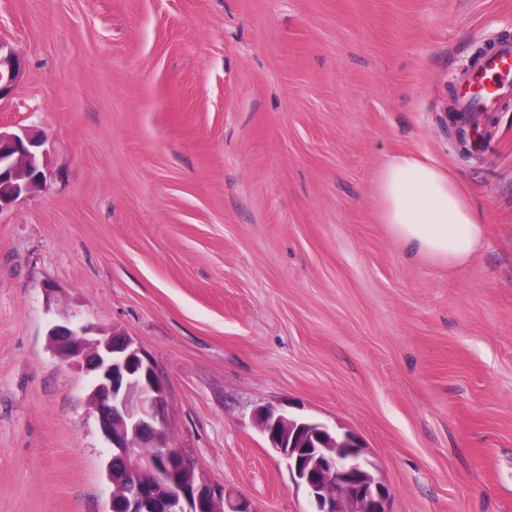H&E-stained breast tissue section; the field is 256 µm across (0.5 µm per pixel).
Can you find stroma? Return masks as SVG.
Instances as JSON below:
<instances>
[{"label":"stroma","instance_id":"stroma-1","mask_svg":"<svg viewBox=\"0 0 512 512\" xmlns=\"http://www.w3.org/2000/svg\"><path fill=\"white\" fill-rule=\"evenodd\" d=\"M512 0H0L26 63L0 125L50 175L0 212V512H105L64 316L131 336L168 430L252 512H308L254 415L352 433L390 512H512V106L463 157L448 116ZM429 156L485 241L408 256L375 184Z\"/></svg>","mask_w":512,"mask_h":512}]
</instances>
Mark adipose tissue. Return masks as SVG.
Here are the masks:
<instances>
[{"mask_svg": "<svg viewBox=\"0 0 512 512\" xmlns=\"http://www.w3.org/2000/svg\"><path fill=\"white\" fill-rule=\"evenodd\" d=\"M380 218L393 238L436 263L463 266L485 239L466 186L413 153L392 157L377 178Z\"/></svg>", "mask_w": 512, "mask_h": 512, "instance_id": "1", "label": "adipose tissue"}]
</instances>
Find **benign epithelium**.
<instances>
[{"mask_svg":"<svg viewBox=\"0 0 512 512\" xmlns=\"http://www.w3.org/2000/svg\"><path fill=\"white\" fill-rule=\"evenodd\" d=\"M22 77V63L0 40V100ZM49 175L44 141L30 129H0V211L31 194ZM52 350L72 368L92 377L88 400L97 413L111 459L127 465L128 495L110 499L122 512H250L226 501L191 459L169 440L168 396L143 349L129 336L107 333L71 318L51 326ZM256 424L269 448L305 489L310 512H386L390 489L371 472L357 437L330 433L322 423L289 417L267 406ZM155 448L149 458L137 449Z\"/></svg>","mask_w":512,"mask_h":512,"instance_id":"1","label":"benign epithelium"}]
</instances>
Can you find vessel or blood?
Here are the masks:
<instances>
[{"mask_svg":"<svg viewBox=\"0 0 512 512\" xmlns=\"http://www.w3.org/2000/svg\"><path fill=\"white\" fill-rule=\"evenodd\" d=\"M457 87L456 112L471 128L512 105V39L491 45Z\"/></svg>","mask_w":512,"mask_h":512,"instance_id":"obj_1","label":"vessel or blood"}]
</instances>
